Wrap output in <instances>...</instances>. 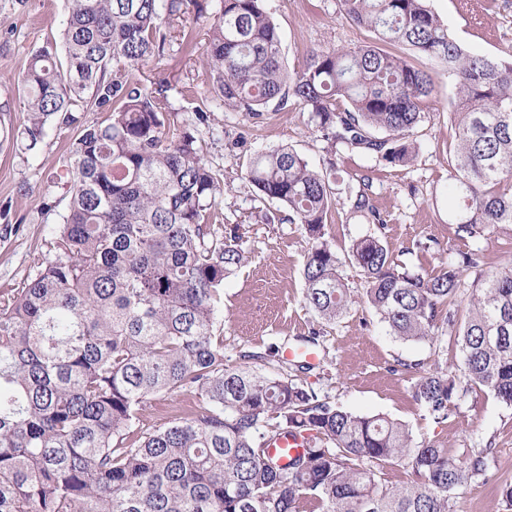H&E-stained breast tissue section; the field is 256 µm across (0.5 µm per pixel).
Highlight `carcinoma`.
<instances>
[{
	"mask_svg": "<svg viewBox=\"0 0 512 512\" xmlns=\"http://www.w3.org/2000/svg\"><path fill=\"white\" fill-rule=\"evenodd\" d=\"M194 2L68 0L62 44L32 50L18 76L28 151L51 121L76 123L87 94L106 117L72 143L54 259L0 291V512H452L456 489L488 474L492 444L456 458L415 442L401 421L320 398L284 368L224 364L221 290L248 260L239 227L213 228L224 180L198 138L171 126L168 84L133 77L164 57L172 23L188 20ZM340 3L375 42L313 51L290 74L263 0H220L205 101L259 118L293 100L331 146L407 166L435 83L377 46L403 44L456 88L448 223L470 238L512 224V53L468 52L427 0ZM245 179L312 241L305 304L326 322L341 319L356 297L325 238L336 168L321 172L278 147L256 152ZM368 187H348L349 213L383 224ZM348 263L389 335L428 341L447 326L467 382L512 408V268L479 275L461 312V272L480 268L475 253L434 275L411 273L370 233L352 242ZM411 391L442 423L456 376L426 372ZM188 392L199 401L187 417L137 435L151 399ZM286 436L306 446L282 464L269 447ZM393 466L413 480L388 482Z\"/></svg>",
	"mask_w": 512,
	"mask_h": 512,
	"instance_id": "obj_1",
	"label": "carcinoma"
}]
</instances>
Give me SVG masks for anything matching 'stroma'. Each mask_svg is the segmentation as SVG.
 <instances>
[{
  "mask_svg": "<svg viewBox=\"0 0 512 512\" xmlns=\"http://www.w3.org/2000/svg\"><path fill=\"white\" fill-rule=\"evenodd\" d=\"M204 16L188 23L185 43L173 45L161 62L145 63L137 79L166 80L171 124L194 130L207 164L224 176V195L218 206L221 226H238L240 244L249 260L224 283L219 312L227 364L239 362L243 351L263 353L270 347H299L300 337L316 335L320 364L302 379L320 395L346 410L383 414L406 422L415 441L446 445L459 457L492 444L495 453L488 478L476 477L461 487L454 512H502L498 487L512 482V408L499 404L485 390L457 385L456 411L448 423H435L411 396L415 372H391L394 359L416 361L427 369L459 372L461 355L446 349L443 340L402 342L390 336L365 303H357L341 320L328 323L303 302L302 269L310 247L288 212L261 200L242 173L258 151L287 146L316 169L335 165L342 177L336 196L338 213L326 226L338 256L352 241L375 227L351 217L344 206L346 177L370 180V195L384 217L382 233L393 258L407 269L431 274L449 255L475 252L483 271L512 266V226L497 228L482 238L459 235L448 221V150L455 127L448 118L455 87L429 59L393 46L417 68L434 78L436 88L423 104V121L412 138L418 146L414 162L394 166L375 158L343 151L331 153L327 141L308 121L301 105L269 108L260 118L231 109H216L207 122H198L197 105L189 87L205 88L206 21L217 0H199ZM431 10L467 50L487 56L512 52V0H428ZM281 38L288 70L300 68L313 50L341 48L372 41L373 35L353 25L339 0H264ZM67 0H0V119L13 128L0 136V289L19 288L52 258L47 241L65 211L69 147L83 126L100 121L92 101L76 112L78 121L60 129L47 125L38 149L26 151L16 133L27 114L15 79L33 48L59 38ZM197 397L151 401L141 422L148 432L186 417Z\"/></svg>",
  "mask_w": 512,
  "mask_h": 512,
  "instance_id": "35a3bbf8",
  "label": "stroma"
}]
</instances>
